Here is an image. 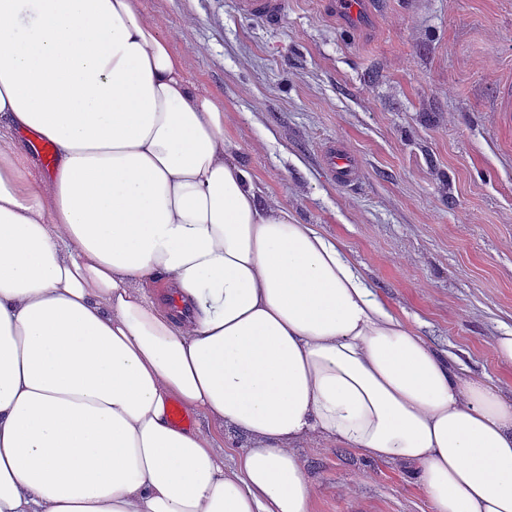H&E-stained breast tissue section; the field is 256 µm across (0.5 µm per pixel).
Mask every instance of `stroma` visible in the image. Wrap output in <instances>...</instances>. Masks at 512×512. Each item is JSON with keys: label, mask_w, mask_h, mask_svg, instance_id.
Wrapping results in <instances>:
<instances>
[{"label": "stroma", "mask_w": 512, "mask_h": 512, "mask_svg": "<svg viewBox=\"0 0 512 512\" xmlns=\"http://www.w3.org/2000/svg\"><path fill=\"white\" fill-rule=\"evenodd\" d=\"M163 18L267 198L340 240L403 323L465 378L512 398V0H142ZM359 169L339 183L323 147ZM298 455L315 512H432L413 473L318 439ZM238 7L244 13L276 21L281 17L283 0H239Z\"/></svg>", "instance_id": "35a3bbf8"}]
</instances>
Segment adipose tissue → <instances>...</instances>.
Instances as JSON below:
<instances>
[{
    "instance_id": "1",
    "label": "adipose tissue",
    "mask_w": 512,
    "mask_h": 512,
    "mask_svg": "<svg viewBox=\"0 0 512 512\" xmlns=\"http://www.w3.org/2000/svg\"><path fill=\"white\" fill-rule=\"evenodd\" d=\"M224 122L141 0H0V512H314L318 438L433 512H512V400L263 197Z\"/></svg>"
}]
</instances>
